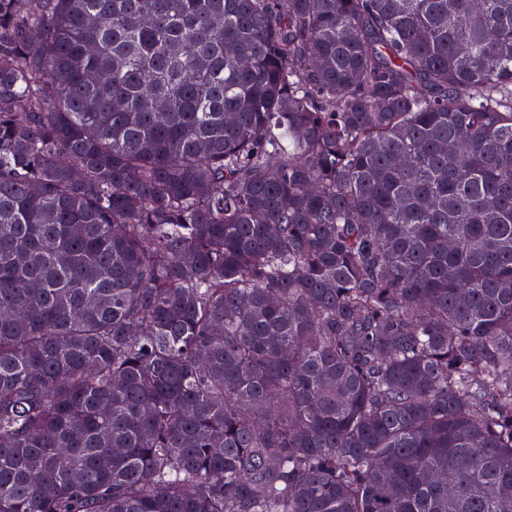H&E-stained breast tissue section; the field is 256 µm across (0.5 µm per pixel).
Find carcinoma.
<instances>
[{
  "instance_id": "1",
  "label": "carcinoma",
  "mask_w": 512,
  "mask_h": 512,
  "mask_svg": "<svg viewBox=\"0 0 512 512\" xmlns=\"http://www.w3.org/2000/svg\"><path fill=\"white\" fill-rule=\"evenodd\" d=\"M0 512H512V0H0Z\"/></svg>"
}]
</instances>
